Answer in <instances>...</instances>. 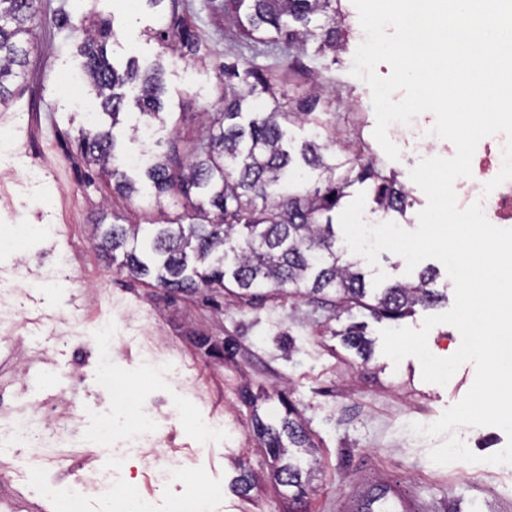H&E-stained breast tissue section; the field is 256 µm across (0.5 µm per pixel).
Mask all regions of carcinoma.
Returning <instances> with one entry per match:
<instances>
[{
    "mask_svg": "<svg viewBox=\"0 0 512 512\" xmlns=\"http://www.w3.org/2000/svg\"><path fill=\"white\" fill-rule=\"evenodd\" d=\"M40 0H0V105L7 106L8 84L25 75L31 51V22ZM224 18L233 34L268 49L305 54L336 50L341 44L336 0H224ZM79 51L84 73L109 126L82 132L80 150L112 181L113 190L129 198L140 194L136 182L116 163L112 133L126 106L127 92L136 90L134 105L147 121L164 123L165 104L160 79L162 65L141 72L130 63L120 72L108 61L106 42L113 31L105 23L93 31L80 27ZM272 87L259 68L240 59L224 63V106L188 158L174 161L160 154L144 170L155 200L177 193L190 208V223L94 224L93 245L107 260L122 254V268L161 288H225L256 297L263 289L336 297L348 310L355 307L378 318L397 320L417 306L429 307L446 298L432 287L435 274L392 284L379 292L367 288L361 262L336 246L332 213L355 182L373 181L374 202L384 211L403 213L408 190L396 175H386L359 154L334 160L320 133L297 147L286 140V126L308 123L319 106L323 85L312 79V92L283 107L279 102L241 121L249 100ZM318 172L314 189L302 181L306 170ZM347 345L369 350L364 327L350 323L340 332ZM267 448L275 457L284 452L283 438L295 447L308 439L302 423L286 416L262 427ZM284 485L302 493V470L288 462L280 467Z\"/></svg>",
    "mask_w": 512,
    "mask_h": 512,
    "instance_id": "carcinoma-1",
    "label": "carcinoma"
}]
</instances>
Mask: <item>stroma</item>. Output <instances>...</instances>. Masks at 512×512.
Returning <instances> with one entry per match:
<instances>
[{"mask_svg": "<svg viewBox=\"0 0 512 512\" xmlns=\"http://www.w3.org/2000/svg\"><path fill=\"white\" fill-rule=\"evenodd\" d=\"M224 0H179V22L201 44L190 54L177 37L163 38L169 4L146 0H41L32 24L33 49L26 79L0 109V225L53 224L55 236L28 244L23 254L0 251V278L18 288H0V390L27 409L35 424L63 419L73 429L49 436L35 449L0 445V504L18 512L32 505L63 512L71 493L84 491L100 512L89 479L112 465L94 439L98 424L122 412L133 394L156 421V433L127 443L121 490L147 497L154 512H171L189 494L206 491L210 512H357L364 495L388 489L401 512H512V465L488 473L484 457L502 451L497 427H461L458 436L478 456L438 465L429 452L440 438L413 434V423L429 425L458 403L475 378L463 364L446 385L425 382L421 364L409 356L393 363L382 353V329L420 328L427 308L391 321L367 311L346 313L335 302L308 294L274 292L248 300L221 289L173 292L130 276L94 249L92 225L163 224L184 214L179 196L160 202L127 198L108 186L98 167L78 148L91 123L63 98L61 81L79 76L82 58L69 18L92 25L110 20L116 33L107 58L117 70L129 59L141 69L162 64L166 124L156 138L161 151L178 159L202 139L209 112L224 91L222 65L248 55L224 19ZM343 47L294 60L275 52L257 57L273 79L280 103L310 89L322 76L330 99L318 116L324 128L377 167L395 172L410 190L405 214L364 213L406 230L418 226L426 206L409 170L420 160L410 139L392 134L400 160H389L373 136L375 113L369 87L349 70L362 38L352 0H342ZM67 256L60 270L53 264ZM117 334L112 346L100 337L103 321ZM365 323L373 342L369 358L347 348L339 330ZM112 363L113 388L101 383L104 361ZM43 381L40 399L28 389ZM295 410L310 442L299 453L311 473L294 498L277 478L281 459L266 450L258 423H272ZM209 418L223 434H201L196 421ZM54 488L45 497L43 485Z\"/></svg>", "mask_w": 512, "mask_h": 512, "instance_id": "stroma-1", "label": "stroma"}]
</instances>
